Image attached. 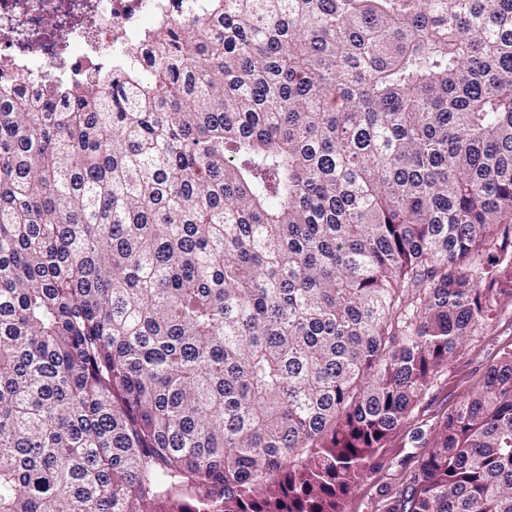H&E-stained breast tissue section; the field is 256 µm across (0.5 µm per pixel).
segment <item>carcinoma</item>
<instances>
[{"instance_id":"1","label":"carcinoma","mask_w":512,"mask_h":512,"mask_svg":"<svg viewBox=\"0 0 512 512\" xmlns=\"http://www.w3.org/2000/svg\"><path fill=\"white\" fill-rule=\"evenodd\" d=\"M0 85V512H341L502 295L512 0H212ZM380 512H512V349Z\"/></svg>"}]
</instances>
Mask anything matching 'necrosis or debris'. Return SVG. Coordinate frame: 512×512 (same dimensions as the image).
I'll return each instance as SVG.
<instances>
[{"mask_svg":"<svg viewBox=\"0 0 512 512\" xmlns=\"http://www.w3.org/2000/svg\"><path fill=\"white\" fill-rule=\"evenodd\" d=\"M210 0H0V79L40 87L88 77L155 27L201 18Z\"/></svg>","mask_w":512,"mask_h":512,"instance_id":"1","label":"necrosis or debris"}]
</instances>
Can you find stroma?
I'll return each instance as SVG.
<instances>
[{"mask_svg": "<svg viewBox=\"0 0 512 512\" xmlns=\"http://www.w3.org/2000/svg\"><path fill=\"white\" fill-rule=\"evenodd\" d=\"M512 348V293L504 292L485 320L459 340L448 363L432 378L406 424L374 457L366 476L343 502V512H378L380 493L400 494L405 478L424 454L412 440L417 428H429L479 386L488 366Z\"/></svg>", "mask_w": 512, "mask_h": 512, "instance_id": "1", "label": "stroma"}]
</instances>
